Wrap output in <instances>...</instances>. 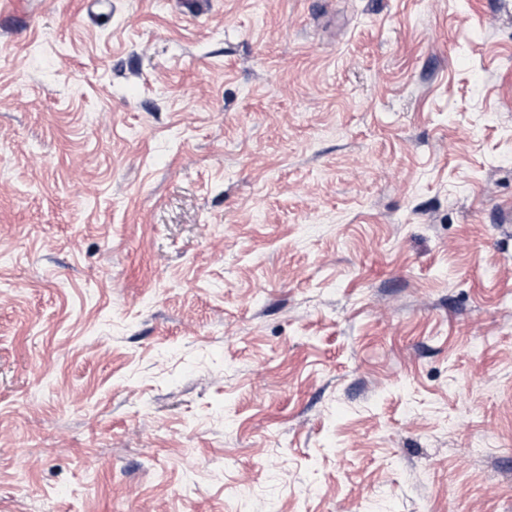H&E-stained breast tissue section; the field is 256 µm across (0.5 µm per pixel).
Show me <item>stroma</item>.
Masks as SVG:
<instances>
[{
	"instance_id": "1",
	"label": "stroma",
	"mask_w": 512,
	"mask_h": 512,
	"mask_svg": "<svg viewBox=\"0 0 512 512\" xmlns=\"http://www.w3.org/2000/svg\"><path fill=\"white\" fill-rule=\"evenodd\" d=\"M0 512H512V0H0Z\"/></svg>"
}]
</instances>
